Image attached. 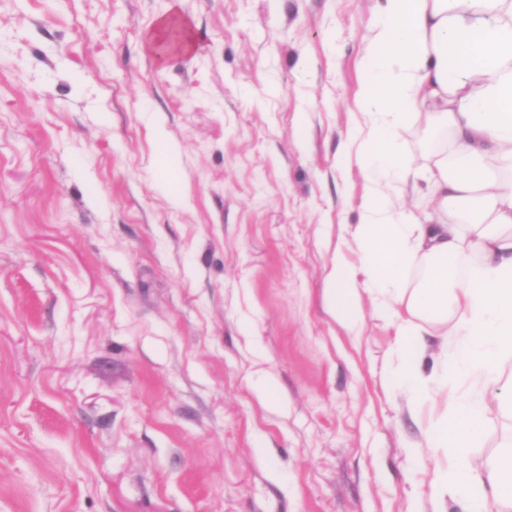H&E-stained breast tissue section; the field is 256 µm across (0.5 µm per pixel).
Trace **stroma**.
Returning <instances> with one entry per match:
<instances>
[{
    "label": "stroma",
    "mask_w": 512,
    "mask_h": 512,
    "mask_svg": "<svg viewBox=\"0 0 512 512\" xmlns=\"http://www.w3.org/2000/svg\"><path fill=\"white\" fill-rule=\"evenodd\" d=\"M378 6L0 0V512H435L392 325L325 298Z\"/></svg>",
    "instance_id": "35a3bbf8"
}]
</instances>
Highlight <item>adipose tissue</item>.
Returning <instances> with one entry per match:
<instances>
[{
  "mask_svg": "<svg viewBox=\"0 0 512 512\" xmlns=\"http://www.w3.org/2000/svg\"><path fill=\"white\" fill-rule=\"evenodd\" d=\"M359 144L371 188L351 232L360 265L337 259L326 278L333 313L347 329L362 319L361 293L396 326V370L415 406L443 400L423 428L436 450L431 495L461 497L468 512H512V448L491 464L469 450L489 402L512 409L500 366L512 358V0H382L361 57ZM428 137L446 134L423 192L439 220L387 202L414 175L398 146L409 116ZM424 274L415 288L405 277ZM459 318L449 322V310ZM444 325L431 373L421 321ZM473 379L472 390L450 380Z\"/></svg>",
  "mask_w": 512,
  "mask_h": 512,
  "instance_id": "1",
  "label": "adipose tissue"
}]
</instances>
